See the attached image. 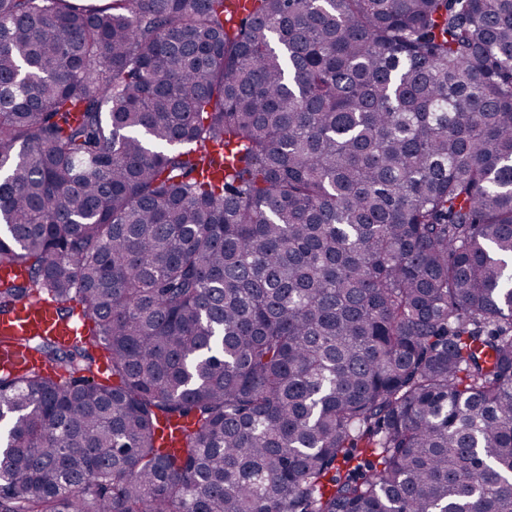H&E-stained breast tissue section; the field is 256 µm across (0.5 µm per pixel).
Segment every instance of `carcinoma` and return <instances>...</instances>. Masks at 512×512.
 Returning <instances> with one entry per match:
<instances>
[{"label": "carcinoma", "mask_w": 512, "mask_h": 512, "mask_svg": "<svg viewBox=\"0 0 512 512\" xmlns=\"http://www.w3.org/2000/svg\"><path fill=\"white\" fill-rule=\"evenodd\" d=\"M228 2L0 0V512H512V0ZM0 335H52L71 342L84 335V325L72 318L62 320L52 303L39 299L18 313L0 316Z\"/></svg>", "instance_id": "carcinoma-1"}]
</instances>
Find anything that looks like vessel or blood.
Masks as SVG:
<instances>
[{"instance_id": "1", "label": "vessel or blood", "mask_w": 512, "mask_h": 512, "mask_svg": "<svg viewBox=\"0 0 512 512\" xmlns=\"http://www.w3.org/2000/svg\"><path fill=\"white\" fill-rule=\"evenodd\" d=\"M83 333V325L72 319L62 320L54 305L43 299L18 313L0 316L1 336L52 335L71 342Z\"/></svg>"}]
</instances>
